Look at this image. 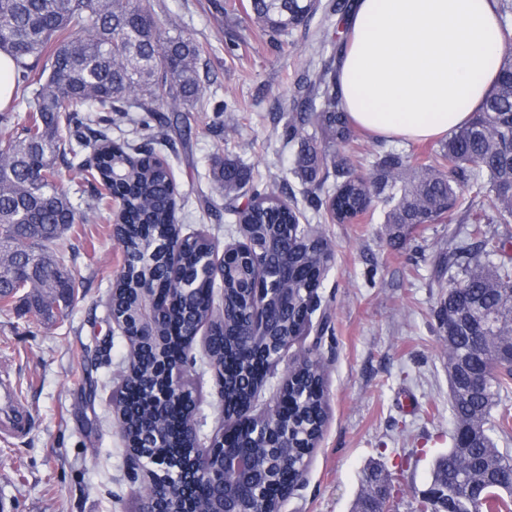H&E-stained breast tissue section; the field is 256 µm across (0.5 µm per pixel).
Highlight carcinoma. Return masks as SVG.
Here are the masks:
<instances>
[{"label":"carcinoma","instance_id":"carcinoma-1","mask_svg":"<svg viewBox=\"0 0 512 512\" xmlns=\"http://www.w3.org/2000/svg\"><path fill=\"white\" fill-rule=\"evenodd\" d=\"M346 0H248L244 13L280 47L281 37L304 27L317 13L325 18L345 15ZM503 43L512 45V0H498ZM15 63L17 86L30 93L28 113L22 123L11 124V116L0 113V312H9L15 296L24 292L36 307L47 308L63 299L69 308L75 297V281L65 269L63 241L75 224L89 218L72 203L59 184L58 163L80 172L89 182H117L126 231L121 246L128 273L116 278L113 295L117 312L124 314L140 303L134 273L144 252L169 232L174 220L175 184L168 163L155 151L153 139L138 149L139 164L124 167L131 145H119L101 133L88 138L81 129L94 124V112H142L139 124L148 130L165 125L160 112L189 111L198 100L201 86L200 49L182 31L165 26L157 17L152 0H0V51ZM47 65L39 67L41 60ZM336 58L331 56L301 84L302 96L293 107L286 126L288 141H295L293 174L307 186L306 201L315 211L325 210L332 221L343 224L368 213L374 202L384 204V223L392 239H405L417 224H450L463 203L476 207L472 223L462 232L448 231V251L438 254V271L458 269L461 279L446 286L436 316L440 329L447 326V307L470 306L482 316L500 311V289H512V232L490 233L486 224H512V50L503 55L500 78L483 109L459 129L439 150L420 162L415 155L395 149L371 161L369 176L356 174L337 158L335 146L354 137L338 93ZM315 128V135L306 128ZM93 150L97 164L86 165L84 152ZM210 177L216 193L225 200V211L236 224H246L252 238L271 248L264 260L286 265L298 275L293 302L273 298L268 304L272 323L265 333L288 345L303 332L296 306L304 301V289L321 286L319 274L330 268L332 249L326 237L313 227H297L288 254L277 250L283 239L281 226L290 223L293 212L278 204V198L253 191L241 204L240 191L253 181L245 164L224 157L221 149L212 156ZM336 185L326 187L329 178ZM213 245L207 235L185 239L177 260L183 277L194 291L171 303L167 297L153 304L156 335L164 342L147 341L130 330L129 341L137 347L136 360L126 389L116 396L123 406L127 437L131 444L153 459H164L175 448H190L176 429L179 407L154 403L162 386L157 373L161 352L182 347L197 324L209 323L210 352L225 364V393L229 400H245L263 387L264 375L245 352L260 346L251 330L246 287L224 281V308L237 314L229 323L206 317L202 310L208 285L201 276L204 256ZM151 281L163 290L173 287L163 262L151 271ZM502 332L489 329L480 340L466 333L448 344V357L466 355L473 378L484 383L482 391L466 399L450 395L455 426L480 416L482 432L474 441H452L448 451L433 464V477L454 462L456 449L467 446L468 465L464 479L452 478L453 491L473 505L474 512H512V456L496 447L492 433L512 427V411H493L501 395L512 389V360L495 358ZM322 375L307 362L284 391L287 416L284 427L290 438L308 445L319 440L327 412ZM163 415L171 426L169 448H153L147 423ZM258 468L272 454L262 441L247 446ZM493 465L496 485L481 480L482 469Z\"/></svg>","mask_w":512,"mask_h":512}]
</instances>
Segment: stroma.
Listing matches in <instances>:
<instances>
[{
  "label": "stroma",
  "instance_id": "stroma-1",
  "mask_svg": "<svg viewBox=\"0 0 512 512\" xmlns=\"http://www.w3.org/2000/svg\"><path fill=\"white\" fill-rule=\"evenodd\" d=\"M223 2L153 0L160 20L201 49L203 106L168 128L161 149L180 196L178 222L184 233L202 231L225 243L239 232L211 184L218 144L252 168L259 190L296 200L313 217L292 172L296 147L285 140L290 115L278 106L292 103L315 39L343 33L344 23L316 15L275 49L245 13L225 16ZM61 185L89 215L65 235L71 246L65 266L77 298L63 317L37 313L20 294L0 315V376L15 382L29 416L23 435L0 437V504L7 512H136L137 485L125 469L126 444L112 404V375L129 359L125 339L110 333L109 313L125 254L112 236L111 212L98 206L91 185L70 170ZM319 227L334 250L318 290L326 326L289 347L252 404L254 412L267 409L295 358L316 353L328 418L282 512H354L369 467L387 481L392 512H412L454 430L448 341L435 316L443 284L435 260L448 227L421 226L404 245L390 243L376 209ZM189 375L200 386V429L213 435L224 423L213 373L199 363Z\"/></svg>",
  "mask_w": 512,
  "mask_h": 512
}]
</instances>
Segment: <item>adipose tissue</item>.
<instances>
[{
	"instance_id": "1",
	"label": "adipose tissue",
	"mask_w": 512,
	"mask_h": 512,
	"mask_svg": "<svg viewBox=\"0 0 512 512\" xmlns=\"http://www.w3.org/2000/svg\"><path fill=\"white\" fill-rule=\"evenodd\" d=\"M502 43L497 0H356L336 90L358 129L444 138L493 91Z\"/></svg>"
}]
</instances>
